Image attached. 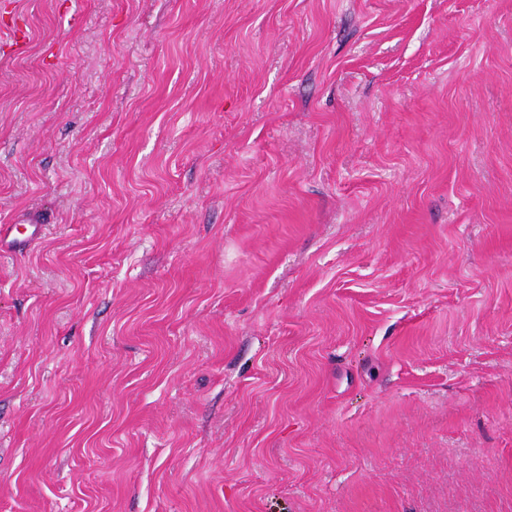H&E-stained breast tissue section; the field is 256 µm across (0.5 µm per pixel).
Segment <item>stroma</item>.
Masks as SVG:
<instances>
[{
    "instance_id": "stroma-1",
    "label": "stroma",
    "mask_w": 512,
    "mask_h": 512,
    "mask_svg": "<svg viewBox=\"0 0 512 512\" xmlns=\"http://www.w3.org/2000/svg\"><path fill=\"white\" fill-rule=\"evenodd\" d=\"M1 224L0 512H512V0H0Z\"/></svg>"
}]
</instances>
